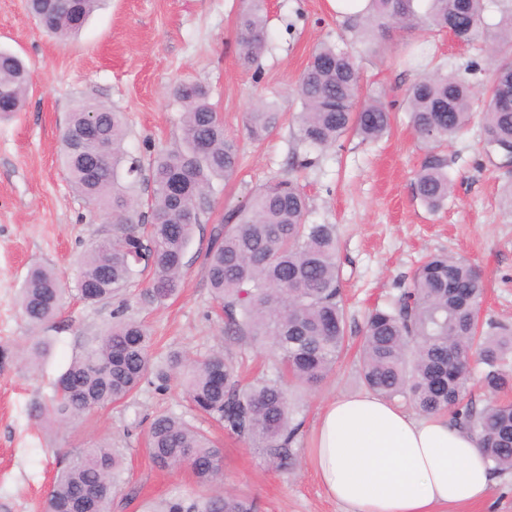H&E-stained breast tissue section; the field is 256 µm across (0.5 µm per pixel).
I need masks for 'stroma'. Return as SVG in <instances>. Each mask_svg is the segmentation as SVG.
<instances>
[{
  "mask_svg": "<svg viewBox=\"0 0 512 512\" xmlns=\"http://www.w3.org/2000/svg\"><path fill=\"white\" fill-rule=\"evenodd\" d=\"M251 0H107L80 36L62 46L25 9L24 0H0V47L28 65L24 112L0 121V350L24 345L34 331L17 294L31 266L54 270L65 289L64 306L42 333L52 348L29 370L0 357V512H43L57 470L77 448L106 443L120 449L125 469L113 493L112 512H149L162 500L203 495L188 468L157 470L145 448L150 420L161 413L194 414L179 386H143L124 405L45 429L31 415L49 398L59 374L87 337L112 323L114 301L87 304L77 293L79 258L111 225L100 223L69 181L60 156L61 129L78 99L92 98L125 112L126 148L143 163L178 146L181 110L171 91L182 80L209 88L226 133L241 145L235 178L215 180L210 211L187 247V274L179 295L147 309L142 284L128 288V313L145 321L154 352L199 355L214 349L243 361V376L271 366L272 350L225 336L223 322L202 275L215 226L244 205L267 181L287 176L309 197L310 224L336 229L349 330L364 333L366 313L397 302L426 256L445 252L467 259L482 273L487 292L481 315L512 324V206L503 197L512 168L488 156L480 119L442 146L454 182L447 205L430 211L417 197L415 174L428 151L409 125L406 87L419 72L468 70L475 108H482L493 65L484 44L467 45L444 31L385 30L369 51L362 28L338 15L328 0H265L267 48L256 67L245 68L238 23ZM322 42L356 52L363 91L385 93L391 130L365 142L354 135L314 150L301 143L290 121L301 106L293 88ZM275 102L286 115L262 141L250 140L245 117L258 100ZM358 363L347 355L335 375L292 407L303 426L294 444L299 463L283 470L247 441L204 422L224 448V487L253 500L258 512H346L329 498L308 467L306 445L322 406L339 394L361 391Z\"/></svg>",
  "mask_w": 512,
  "mask_h": 512,
  "instance_id": "1",
  "label": "stroma"
}]
</instances>
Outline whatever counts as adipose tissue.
Wrapping results in <instances>:
<instances>
[{"label":"adipose tissue","instance_id":"adipose-tissue-1","mask_svg":"<svg viewBox=\"0 0 512 512\" xmlns=\"http://www.w3.org/2000/svg\"><path fill=\"white\" fill-rule=\"evenodd\" d=\"M306 454L348 512H444L485 499L492 485L476 438L447 414L417 416L369 391L326 403Z\"/></svg>","mask_w":512,"mask_h":512}]
</instances>
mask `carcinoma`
I'll list each match as a JSON object with an SVG mask.
<instances>
[{
  "mask_svg": "<svg viewBox=\"0 0 512 512\" xmlns=\"http://www.w3.org/2000/svg\"><path fill=\"white\" fill-rule=\"evenodd\" d=\"M361 17L364 28H431L449 31L460 42L487 39L485 0H428L424 13L414 0H370ZM103 0H25L29 13L65 44L102 6ZM264 0H254L238 28L241 59L247 66L266 44ZM512 0H503L490 48L494 79L482 111L485 141L512 145V109L497 106L512 97ZM29 84L24 61L0 48V117L22 111ZM182 110V146L159 152L150 165L152 193L136 194L142 165L125 149V113L93 99H81L62 133L63 164L74 189L92 212L112 225V234L94 242L80 264L78 293L90 304L108 301L137 278L146 282L139 295L145 307L164 304L182 286L186 248L201 216L211 209L213 180L231 179L240 162V146L224 132V121L209 89L183 80L172 91ZM294 97L301 104L297 135L311 148L336 144L353 132L364 141L388 133L391 112L375 96L362 95L354 54L331 44L315 49L301 73ZM414 132L434 145L415 178L419 199L432 211L448 202L452 181L444 155L437 151L469 125L474 91L460 72L434 71L406 90ZM281 113L260 102L246 116L248 136L261 140L275 131ZM147 212H140L141 207ZM308 199L288 177L271 180L249 196L215 229L202 272L224 313V333L241 341L271 346L277 361L270 374L243 387L237 367L223 352L185 358L170 352L154 362L151 336L124 309L112 326L87 339L83 352L55 383L49 403L33 407L34 418L52 424L95 409L126 402L143 384L162 390L180 380L190 409L247 439L278 468L296 464L292 445L302 423L293 421L288 389L299 393L319 387L350 347L341 290L335 226L308 224ZM485 292L472 264L438 254L416 270L399 305L376 306L365 317L359 347V381L390 401L410 402L421 415L450 413L455 423L478 438L492 474L512 471V327L479 322ZM62 288L53 270L34 266L20 289L19 305L35 330L52 322L61 307ZM50 343L34 337L22 361L37 364ZM484 365L482 389L492 396L477 406L467 398L473 356ZM146 451L160 469L188 466L208 494L173 498L157 512H254L253 502L221 489L224 449L176 415L150 423ZM122 458L108 444L76 449L57 471L44 512H112V490Z\"/></svg>",
  "mask_w": 512,
  "mask_h": 512,
  "instance_id": "1",
  "label": "carcinoma"
}]
</instances>
